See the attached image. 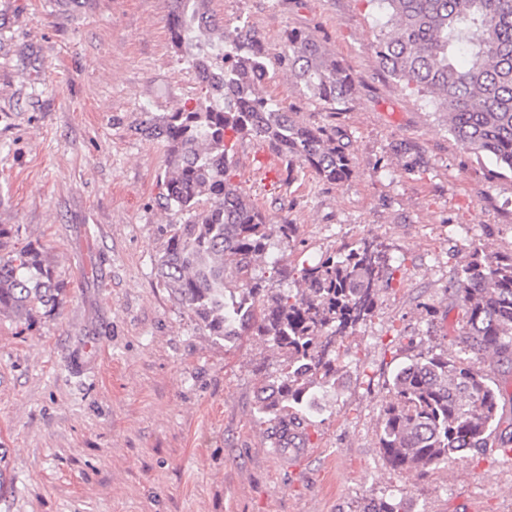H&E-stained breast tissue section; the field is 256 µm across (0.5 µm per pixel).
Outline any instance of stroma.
Wrapping results in <instances>:
<instances>
[{
	"label": "stroma",
	"mask_w": 512,
	"mask_h": 512,
	"mask_svg": "<svg viewBox=\"0 0 512 512\" xmlns=\"http://www.w3.org/2000/svg\"><path fill=\"white\" fill-rule=\"evenodd\" d=\"M214 7L272 47L284 29L314 33L354 81L336 112L285 73L264 86L304 125L335 126L352 156L336 185L307 169L271 179L266 144L238 142L237 181L273 222L299 227L271 257L296 264L377 236L395 278L348 336L341 386L299 414L303 437L284 446L254 409L276 354L208 336L156 279L176 217L157 202L165 145L141 127L200 90L169 41L171 0H0V224L13 246H43L68 284L53 316H0V512H362L394 485L405 512H512L502 452L419 478L378 448L397 366L459 349L449 283L475 248L512 253V178L492 177L383 72L374 0Z\"/></svg>",
	"instance_id": "35a3bbf8"
}]
</instances>
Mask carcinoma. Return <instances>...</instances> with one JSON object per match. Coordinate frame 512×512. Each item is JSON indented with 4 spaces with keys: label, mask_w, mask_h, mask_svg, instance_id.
Returning a JSON list of instances; mask_svg holds the SVG:
<instances>
[{
    "label": "carcinoma",
    "mask_w": 512,
    "mask_h": 512,
    "mask_svg": "<svg viewBox=\"0 0 512 512\" xmlns=\"http://www.w3.org/2000/svg\"><path fill=\"white\" fill-rule=\"evenodd\" d=\"M377 2L386 10L381 68L401 88L428 97L464 151L512 174V0ZM211 3L174 0L169 21L172 48L197 72L202 94L190 108L149 116L142 128L165 143L159 206L179 215L166 225L157 275L208 335L254 339L276 351L278 368L264 377L255 410L285 432L290 411L336 389V340L372 316L379 283L395 268L383 243L363 238L312 264L272 262L278 281L299 283L294 291H275L255 273L272 239L288 245L298 226L270 223L233 180L237 143L260 139L288 175L307 168L326 184L348 178L351 154L336 142V129L299 123L251 78L270 79L277 62L292 86L330 106L347 103L354 82L316 35L294 29L281 51L261 53L255 34L220 24ZM453 290L462 311L459 352L420 353L397 367L390 385L379 448L399 474L421 476L461 451H512L495 378L504 366L512 371V254L474 251ZM65 292L42 247L0 257V315L28 324L54 314Z\"/></svg>",
    "instance_id": "obj_1"
}]
</instances>
